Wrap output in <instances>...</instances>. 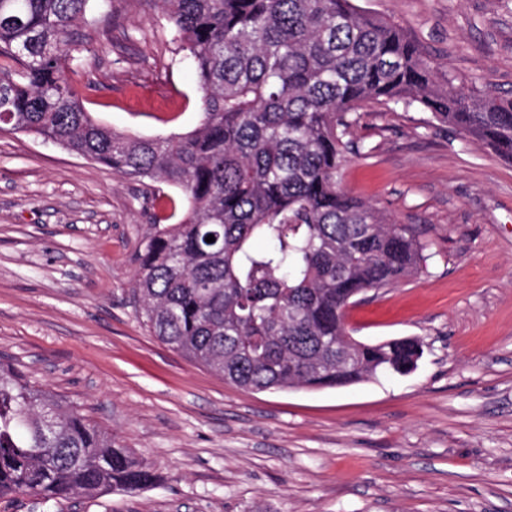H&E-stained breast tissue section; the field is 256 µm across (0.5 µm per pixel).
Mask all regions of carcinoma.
I'll return each mask as SVG.
<instances>
[{
    "instance_id": "cac0c4a2",
    "label": "carcinoma",
    "mask_w": 512,
    "mask_h": 512,
    "mask_svg": "<svg viewBox=\"0 0 512 512\" xmlns=\"http://www.w3.org/2000/svg\"><path fill=\"white\" fill-rule=\"evenodd\" d=\"M144 2L161 7L195 68L192 130L144 138L86 110L92 87L75 75L92 38L71 31L112 0H0V129L180 189L179 221L171 198L137 253L134 292L154 336L225 381L315 391L415 369L414 337L347 339L355 298L417 274L423 245L341 187L345 137L362 103L418 106L512 162V97L438 77L399 25L353 0ZM158 480L0 356V498L48 503Z\"/></svg>"
}]
</instances>
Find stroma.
Instances as JSON below:
<instances>
[{
    "label": "stroma",
    "instance_id": "stroma-1",
    "mask_svg": "<svg viewBox=\"0 0 512 512\" xmlns=\"http://www.w3.org/2000/svg\"><path fill=\"white\" fill-rule=\"evenodd\" d=\"M437 74L512 96V0H355ZM79 73L85 106L153 137L201 92L157 6L113 0ZM342 186L413 227L421 271L361 294L352 336L424 343L417 369L341 389L246 391L153 336L133 294L155 200L42 138L0 131V354L161 476L0 512H512V163L419 108H358Z\"/></svg>",
    "mask_w": 512,
    "mask_h": 512
}]
</instances>
